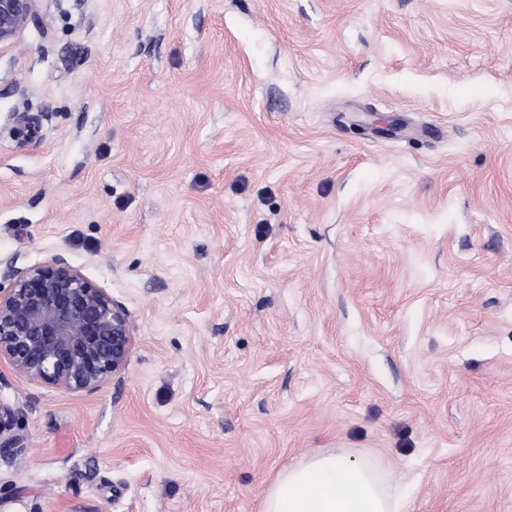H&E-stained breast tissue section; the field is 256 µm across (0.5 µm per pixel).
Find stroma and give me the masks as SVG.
<instances>
[{"instance_id":"stroma-1","label":"stroma","mask_w":512,"mask_h":512,"mask_svg":"<svg viewBox=\"0 0 512 512\" xmlns=\"http://www.w3.org/2000/svg\"><path fill=\"white\" fill-rule=\"evenodd\" d=\"M55 255L130 358L0 362V512H262L330 451L512 512V0H58L0 49V260ZM19 408L0 402V461L12 463L24 448V439L18 434H7L9 423L18 415Z\"/></svg>"}]
</instances>
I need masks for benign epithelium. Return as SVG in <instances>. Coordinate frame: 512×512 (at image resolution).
<instances>
[{"label":"benign epithelium","mask_w":512,"mask_h":512,"mask_svg":"<svg viewBox=\"0 0 512 512\" xmlns=\"http://www.w3.org/2000/svg\"><path fill=\"white\" fill-rule=\"evenodd\" d=\"M52 0H0V47L13 44ZM0 279V358L15 374L70 392L101 390L122 374L130 357L125 310L63 257L27 268L5 263ZM20 409L0 402V461L24 447L7 433Z\"/></svg>","instance_id":"7a95c632"}]
</instances>
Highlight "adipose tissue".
Listing matches in <instances>:
<instances>
[{
    "label": "adipose tissue",
    "mask_w": 512,
    "mask_h": 512,
    "mask_svg": "<svg viewBox=\"0 0 512 512\" xmlns=\"http://www.w3.org/2000/svg\"><path fill=\"white\" fill-rule=\"evenodd\" d=\"M401 500L369 461L329 452L277 478L263 512H402Z\"/></svg>",
    "instance_id": "obj_1"
}]
</instances>
